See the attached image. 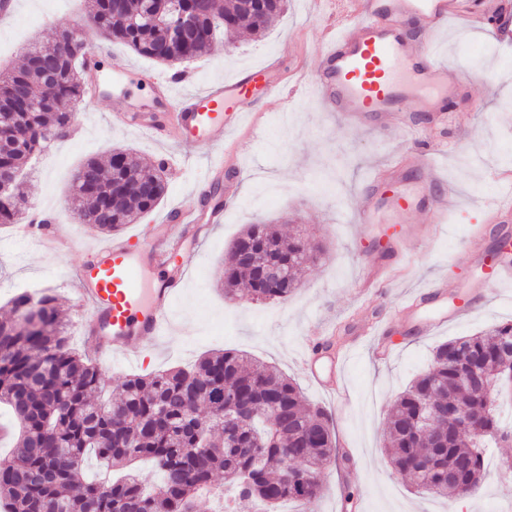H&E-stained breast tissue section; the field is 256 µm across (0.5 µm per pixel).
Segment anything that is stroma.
Segmentation results:
<instances>
[{
	"mask_svg": "<svg viewBox=\"0 0 512 512\" xmlns=\"http://www.w3.org/2000/svg\"><path fill=\"white\" fill-rule=\"evenodd\" d=\"M16 2L13 18L0 23V67L20 65L26 44L47 30L82 26L84 0ZM321 20L313 0H288L262 38L240 33L227 49L189 65L185 90H204L283 52L289 62L315 69L323 44ZM438 58L448 66L449 82L463 85L455 111L429 129L432 141L447 146L439 166L455 215L445 233L417 210L402 213L396 224L353 221L368 178L395 156L413 152L402 128H361L298 110L287 122L277 103L264 98L262 82H255L249 97L254 108L267 113L268 126L260 139L242 138L243 173L230 197L224 179L208 172V149L159 142L111 124L113 99L107 94L78 105L73 133L51 146L25 185L29 201L52 206L54 232L72 239L73 247L61 254L42 251L20 243L15 228L0 230V316L7 314L19 285L55 291L72 341L80 343L81 308L72 275L87 248L105 236L73 215L72 177L86 159L107 157L119 147L133 149L149 165L166 160V194L145 223H157L177 204L198 208L208 197L232 203L223 223L213 225L196 248L170 335L140 363L103 368L109 394L130 374L187 366L214 350L246 353L294 378L304 396L330 414L340 448L350 451L349 461L321 470L322 495L301 512H455L456 500L422 493L410 477L395 473L382 451L387 413L409 381L430 367L436 346L512 321V303L490 298L429 336L415 335L397 321L396 311L433 284L479 281L475 253L496 251L494 227L481 223L480 216L484 200L498 190L489 171H512V44H500L490 30L452 22L440 38ZM250 224H276L284 235L300 232L322 246L284 301L262 305L243 293L232 300L224 296V254ZM379 321L393 325L394 351L385 360L375 358L373 339L364 333ZM322 336L344 361L349 399L343 406L309 383L301 362Z\"/></svg>",
	"mask_w": 512,
	"mask_h": 512,
	"instance_id": "1",
	"label": "stroma"
}]
</instances>
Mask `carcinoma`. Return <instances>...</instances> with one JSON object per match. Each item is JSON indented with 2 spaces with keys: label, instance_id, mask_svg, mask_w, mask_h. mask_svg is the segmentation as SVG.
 Masks as SVG:
<instances>
[{
  "label": "carcinoma",
  "instance_id": "obj_1",
  "mask_svg": "<svg viewBox=\"0 0 512 512\" xmlns=\"http://www.w3.org/2000/svg\"><path fill=\"white\" fill-rule=\"evenodd\" d=\"M269 3L260 16L238 0H208L195 31L171 46L160 32L177 23L165 0H90L86 22L107 40L141 56L180 67L209 54L219 32L247 30L257 37L286 9ZM71 30H55L30 45L18 68L0 69V124L13 127L20 145L0 146V175L10 177L0 199V224H17L27 202L23 177L50 146L67 137L72 108L83 96L84 44ZM166 162L156 170L128 149H114L108 161L87 159L76 173L71 203L84 224L110 235L137 223L162 201ZM301 238L280 237L273 224H250L224 257V295L245 288L257 303L288 299L312 258ZM259 253L288 264V281L267 279L243 261ZM14 317L0 319V404L18 423L16 450L0 468V512H196L197 500L215 488L224 472V512L236 501L274 512L284 502H311L322 486L302 472L339 458L324 412L305 403L298 385L276 367L238 351L201 357L190 368H170L125 377L117 399H100L102 372L76 351L57 298L37 300L20 293L10 301ZM512 323L439 345L430 370L399 393L387 417L384 451L394 471L410 475L419 490L437 498L467 497L480 489L484 452L512 443V426L488 407L482 385L460 383L459 355L475 361L485 383L506 374L501 338ZM448 400L461 425L445 420L429 434H414L429 401ZM95 458L105 470L136 461L153 464L157 484L128 471L106 483L86 480L84 463ZM456 469L448 484V469Z\"/></svg>",
  "mask_w": 512,
  "mask_h": 512
}]
</instances>
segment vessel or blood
Masks as SVG:
<instances>
[{
	"mask_svg": "<svg viewBox=\"0 0 512 512\" xmlns=\"http://www.w3.org/2000/svg\"><path fill=\"white\" fill-rule=\"evenodd\" d=\"M496 6L497 0H472L467 7L462 0H332L325 28L326 48L318 67L302 72L297 80V105L305 112L341 115L359 126L381 128L390 119L399 118L402 103L414 93L428 99V111L449 112L454 88L448 83L447 67L433 52V39L447 28L449 20L463 16L475 21L477 27L492 29L497 40H511L512 30L505 28ZM411 20L420 28L416 41L405 33ZM107 55L99 46H88L84 62L87 94L100 93L95 61ZM259 74V69H247L201 92L182 94L175 91L176 79L166 78L150 101L116 98L113 118L158 140L174 135L180 142L209 148L214 171H223L228 165L238 169L242 163L229 144L254 115L243 101ZM407 129L420 146L417 161L423 171L422 194L417 201L395 195L391 212L397 216L419 206L432 218L446 222L448 190L437 161L443 148L430 142L422 124L411 123ZM400 165L397 159L387 163L367 182L364 197L355 208L357 223L376 220L384 177ZM487 208L495 213L502 242L511 243L512 189L505 197L489 201ZM223 221L220 206L210 207L197 217L175 207L161 225L89 249L90 263L75 272L77 293L87 308L86 321L94 325L104 362L132 355L135 345L163 340L195 257L194 251L183 245V228ZM486 276L474 290L476 304H484L496 293L512 300V252L499 255ZM447 294L445 285L439 284L413 298L412 307L425 304L436 311L434 317L414 321L416 335H428L466 312L464 302L444 307ZM303 364L313 385L334 399H343L344 391L334 373L317 369L315 354L305 355Z\"/></svg>",
	"mask_w": 512,
	"mask_h": 512,
	"instance_id": "b4317fda",
	"label": "vessel or blood"
}]
</instances>
